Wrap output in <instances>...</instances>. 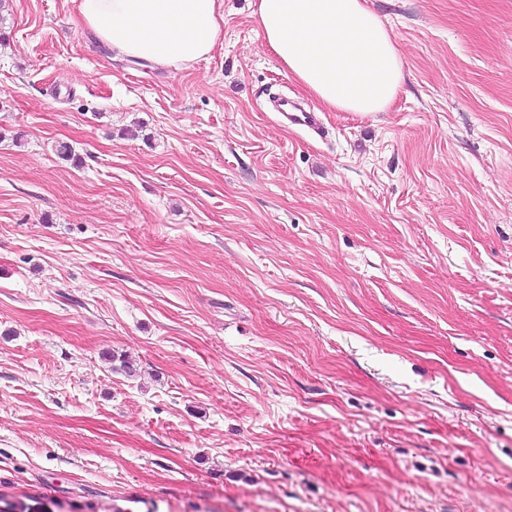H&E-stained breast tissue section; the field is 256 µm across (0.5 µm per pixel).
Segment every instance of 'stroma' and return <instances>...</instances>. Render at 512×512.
Masks as SVG:
<instances>
[{
	"mask_svg": "<svg viewBox=\"0 0 512 512\" xmlns=\"http://www.w3.org/2000/svg\"><path fill=\"white\" fill-rule=\"evenodd\" d=\"M253 3L163 69L0 0V497L512 512V0H368L406 82L365 117ZM274 112L281 121L315 132L320 138L326 137V133H328L323 126L319 112H314L309 105L299 99L288 95L281 97Z\"/></svg>",
	"mask_w": 512,
	"mask_h": 512,
	"instance_id": "obj_1",
	"label": "stroma"
}]
</instances>
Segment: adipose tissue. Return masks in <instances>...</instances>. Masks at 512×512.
Listing matches in <instances>:
<instances>
[{
	"instance_id": "ef3b65f1",
	"label": "adipose tissue",
	"mask_w": 512,
	"mask_h": 512,
	"mask_svg": "<svg viewBox=\"0 0 512 512\" xmlns=\"http://www.w3.org/2000/svg\"><path fill=\"white\" fill-rule=\"evenodd\" d=\"M83 28L112 51L162 68L205 59L224 38L223 0H79ZM264 42L326 107L386 111L404 82L394 37L367 0H259Z\"/></svg>"
}]
</instances>
